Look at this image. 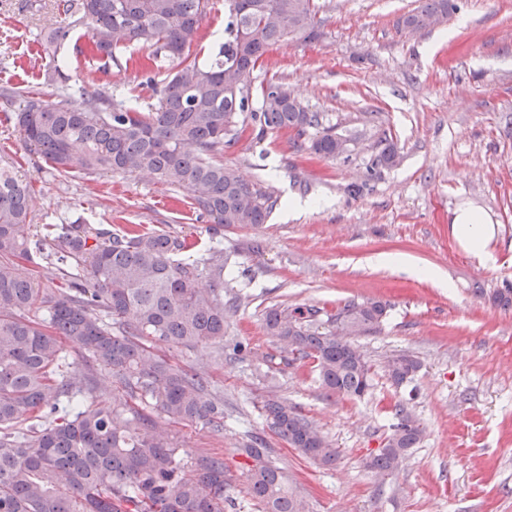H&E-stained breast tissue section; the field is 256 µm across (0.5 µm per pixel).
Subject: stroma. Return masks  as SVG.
<instances>
[{
  "label": "stroma",
  "mask_w": 512,
  "mask_h": 512,
  "mask_svg": "<svg viewBox=\"0 0 512 512\" xmlns=\"http://www.w3.org/2000/svg\"><path fill=\"white\" fill-rule=\"evenodd\" d=\"M58 0H0V87L21 86L53 98L41 31L62 20ZM321 36L270 48L254 72L258 89L283 83L323 126L349 138L337 159L310 155L294 134L250 128L225 150L223 162L277 197L266 224L228 227L210 238L189 194L148 178L104 175L85 181L49 170L30 154L14 126L18 101L0 99V159L13 162L35 190L33 225L85 217L113 227H168L193 241L191 259L224 251L232 280L225 297V340L250 356L231 362L214 346L169 348L224 402V431L166 424L163 436L179 458L220 457L228 479L224 512H259L248 490L250 435L265 437L273 462L306 498L309 512H512V306L495 291L512 286V0H456L457 11L435 27L410 32L400 19L419 0H316ZM86 26L61 48L73 84L109 90L139 108L156 103L166 70L154 84L134 47V65L89 62ZM224 41V0H211L190 56L205 60ZM396 165L369 174L382 140ZM363 184L350 195L352 184ZM477 208L496 224V260L480 265L451 237L458 207ZM401 255L442 271L444 289L394 266ZM386 304L380 333L357 338L373 366L371 389L359 399L327 393L310 362L288 354L264 329L272 307L335 308ZM409 354L421 363L396 387L385 361ZM280 397L313 420L337 448L334 465L301 457L264 423L263 404ZM417 415L420 443L400 471L377 478L365 466L389 434L397 405Z\"/></svg>",
  "instance_id": "35a3bbf8"
}]
</instances>
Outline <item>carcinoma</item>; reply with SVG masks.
<instances>
[{
    "mask_svg": "<svg viewBox=\"0 0 512 512\" xmlns=\"http://www.w3.org/2000/svg\"><path fill=\"white\" fill-rule=\"evenodd\" d=\"M210 0H64L68 21L45 28L42 46L53 65L49 81L64 77L57 51L73 27L89 24L90 54L119 63L132 45L154 60L175 64L158 104L141 110L110 94L69 86L54 100L23 94L15 128L29 151L54 170L92 180L104 174L136 175L186 189L199 217L214 226L267 223L276 200L224 165V147L252 124L259 130L310 135L306 149L338 157L341 136L322 127L321 115L297 101L281 83L261 87L262 105L249 110L252 75L268 50L286 40L321 35L315 0H224L228 39L207 62L185 56L196 40ZM457 8L451 0H423L401 20L421 29L441 23ZM314 134H309V131ZM389 141L375 165L395 164ZM33 197L28 182L0 165V512H222L224 460L201 457L185 467L162 438L159 422L202 424L224 432V404L197 372L159 354L167 345L194 349L224 343V251L191 263V245L171 231L112 229L79 217L45 224L29 235ZM45 262L31 272L25 264ZM43 317H36V312ZM348 320L345 338L329 327ZM387 306L350 302L328 313L316 306L270 308L264 328L293 359H310L320 385L350 398L372 387V365L352 338L381 331ZM79 345L91 364L112 375V404L84 400L85 389L64 368L63 342ZM413 356L389 359L395 386L412 380ZM157 419L142 414L145 409ZM128 411L142 424L128 434L114 423ZM268 429L302 456L336 462L319 427L286 400L263 405ZM382 448L366 459L381 476L399 471L421 441L422 428L403 406ZM251 459L249 494L263 512H308L288 477L267 455L264 439L245 445Z\"/></svg>",
    "mask_w": 512,
    "mask_h": 512,
    "instance_id": "cac0c4a2",
    "label": "carcinoma"
}]
</instances>
